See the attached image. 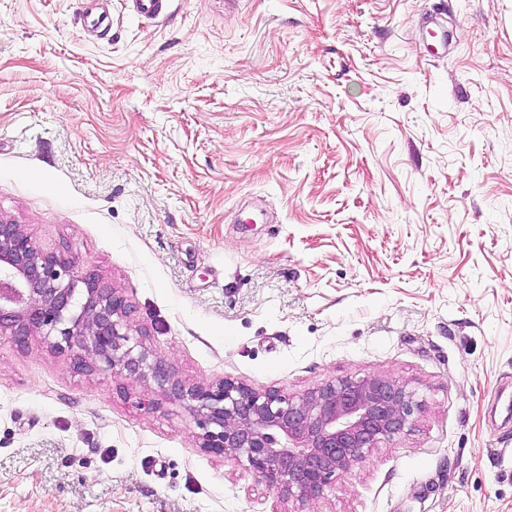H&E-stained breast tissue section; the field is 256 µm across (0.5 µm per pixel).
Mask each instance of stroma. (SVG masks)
I'll use <instances>...</instances> for the list:
<instances>
[{"label": "stroma", "instance_id": "stroma-1", "mask_svg": "<svg viewBox=\"0 0 512 512\" xmlns=\"http://www.w3.org/2000/svg\"><path fill=\"white\" fill-rule=\"evenodd\" d=\"M0 0V218L186 384L392 375L409 435L311 512H512V0ZM186 408L0 339V512H299ZM91 5L85 13V18L90 26L102 29H112V13L109 9L97 7L100 4L108 3L109 0H85Z\"/></svg>", "mask_w": 512, "mask_h": 512}]
</instances>
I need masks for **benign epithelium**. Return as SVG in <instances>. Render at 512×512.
Returning <instances> with one entry per match:
<instances>
[{
	"label": "benign epithelium",
	"mask_w": 512,
	"mask_h": 512,
	"mask_svg": "<svg viewBox=\"0 0 512 512\" xmlns=\"http://www.w3.org/2000/svg\"><path fill=\"white\" fill-rule=\"evenodd\" d=\"M120 291L71 257L37 249L0 219V337L34 334L81 369L104 367L183 403L208 453L246 462L281 495L308 505L382 443L409 434L422 402L391 375L343 376L296 399L224 379L190 386L131 333Z\"/></svg>",
	"instance_id": "1"
}]
</instances>
